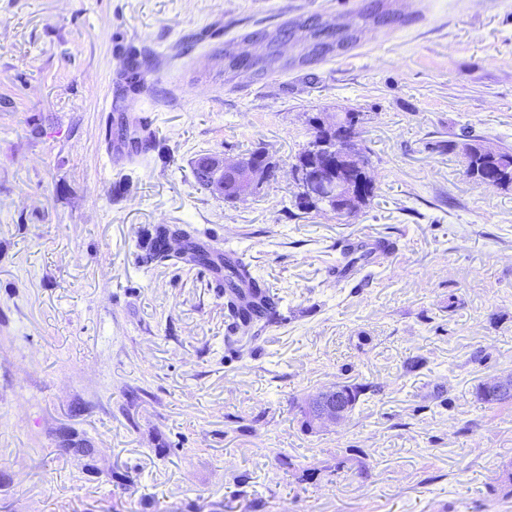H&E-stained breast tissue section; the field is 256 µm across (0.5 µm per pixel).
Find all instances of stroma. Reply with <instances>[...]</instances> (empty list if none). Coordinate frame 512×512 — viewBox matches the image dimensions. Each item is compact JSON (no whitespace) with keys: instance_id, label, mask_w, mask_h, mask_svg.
I'll list each match as a JSON object with an SVG mask.
<instances>
[{"instance_id":"stroma-1","label":"stroma","mask_w":512,"mask_h":512,"mask_svg":"<svg viewBox=\"0 0 512 512\" xmlns=\"http://www.w3.org/2000/svg\"><path fill=\"white\" fill-rule=\"evenodd\" d=\"M320 18L312 61L225 71L223 44ZM145 64L148 89L113 83ZM151 118L133 156L112 124ZM355 114L375 186L298 210L310 118ZM512 148V0H0V499L9 512H512V186L462 143ZM265 147L228 203L204 155ZM157 224L246 256L279 323L240 336L209 272L158 262ZM392 248L340 278L343 243ZM372 390L342 422L305 400ZM88 441L93 459L62 453ZM307 22H308L307 19L302 22H296L295 26L308 27ZM308 30H309L310 40H312V43H311L312 49H310L309 52L304 56V60L309 61V60L313 59V57L324 56V55H327L336 50V35L339 34L338 32H336V29L329 28L326 26L322 29H316V30H313L310 27H308ZM329 38H331L333 40L332 45L334 44V47H332V48H329L328 44L324 43V40L329 39ZM317 40H320V41L318 42ZM317 46L326 48V51L317 52V50H316ZM496 156L492 160L477 155L465 158L466 173L479 180H488L493 186L512 185V148H501ZM512 388V374L506 376H500L497 378H491L484 382L483 385L478 386L476 395L479 400L486 404H500L512 399V392H506L510 387ZM483 386L487 390L505 391L501 393L485 392Z\"/></svg>"}]
</instances>
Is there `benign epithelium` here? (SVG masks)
<instances>
[{
	"label": "benign epithelium",
	"mask_w": 512,
	"mask_h": 512,
	"mask_svg": "<svg viewBox=\"0 0 512 512\" xmlns=\"http://www.w3.org/2000/svg\"><path fill=\"white\" fill-rule=\"evenodd\" d=\"M342 128L341 136L336 139H318L308 146L309 156L319 162L292 169L302 195L308 200L336 199L351 203L354 197L352 181L343 176V167L349 160L346 147L356 143L357 132L351 117L336 122ZM214 175L209 189L224 200L233 202L249 195L264 178L262 160L239 155L233 159L216 157L212 160ZM331 391L326 390L316 396L320 403L319 423L335 425L347 416V408L331 401Z\"/></svg>",
	"instance_id": "benign-epithelium-1"
}]
</instances>
